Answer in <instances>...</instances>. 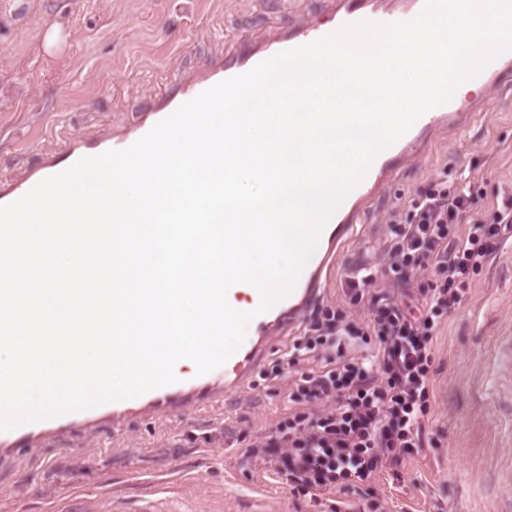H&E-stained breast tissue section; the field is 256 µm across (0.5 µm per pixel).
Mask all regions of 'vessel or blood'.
I'll list each match as a JSON object with an SVG mask.
<instances>
[{"mask_svg":"<svg viewBox=\"0 0 512 512\" xmlns=\"http://www.w3.org/2000/svg\"><path fill=\"white\" fill-rule=\"evenodd\" d=\"M424 6L425 0H327V24L324 27L297 24L277 30L260 41L240 37L222 59L204 64L188 75H172L169 91L162 94L141 122L127 132L92 143L70 141L62 156L44 160L19 181L0 182V205L18 200L41 180L67 170L81 158L130 147L185 102L282 52L361 21L383 24L409 21L417 17ZM509 72H512V52L497 58L495 67L483 69L476 81L485 87L499 88L503 85V75ZM471 112L470 101L456 98L426 112L404 136L372 160L366 175L354 188L353 197L362 202L378 193L437 127L470 117ZM358 216V210L354 209L339 223L324 226L317 251L302 268L291 291L269 310L254 317L251 343L237 348L223 365L205 374L180 379L133 398L113 401V422L121 423L128 415L143 409L167 408L187 403L195 396L230 395L245 388L260 361L271 350L276 335L284 329L299 326L307 310L323 295L328 272L341 247L353 238Z\"/></svg>","mask_w":512,"mask_h":512,"instance_id":"vessel-or-blood-1","label":"vessel or blood"}]
</instances>
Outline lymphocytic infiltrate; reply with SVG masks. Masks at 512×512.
<instances>
[{
  "instance_id": "1",
  "label": "lymphocytic infiltrate",
  "mask_w": 512,
  "mask_h": 512,
  "mask_svg": "<svg viewBox=\"0 0 512 512\" xmlns=\"http://www.w3.org/2000/svg\"><path fill=\"white\" fill-rule=\"evenodd\" d=\"M472 185L453 190L438 178L420 189L411 208H395L385 250L399 279L430 271L410 308L376 290L377 270L351 272L343 293L367 302L369 315L350 320L341 308H322L271 369L299 367L323 354V370L301 373L289 393L297 409L244 456L261 460L292 491L359 488L398 456L424 447L434 376L433 341L442 321L460 307L490 257L512 237V194L482 209ZM326 412L303 411V404Z\"/></svg>"
}]
</instances>
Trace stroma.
Listing matches in <instances>:
<instances>
[{
    "label": "stroma",
    "instance_id": "1",
    "mask_svg": "<svg viewBox=\"0 0 512 512\" xmlns=\"http://www.w3.org/2000/svg\"><path fill=\"white\" fill-rule=\"evenodd\" d=\"M325 0H0V180H19L59 155L69 136L91 141L135 125L170 73H190L242 34L264 38L298 23L325 24ZM64 39L45 46L52 27ZM477 114L437 132L364 207L321 306L365 317L342 291L347 271L385 269L391 211L447 177H481L483 207L512 191V105L479 90ZM434 397L417 454L399 458L370 493L291 495L243 448L289 412L293 375L264 362L244 391L186 411L146 410L120 429L108 417L62 427L21 446L0 445V512H63L72 499H111L112 512H512V238L504 242L434 342Z\"/></svg>",
    "mask_w": 512,
    "mask_h": 512
}]
</instances>
